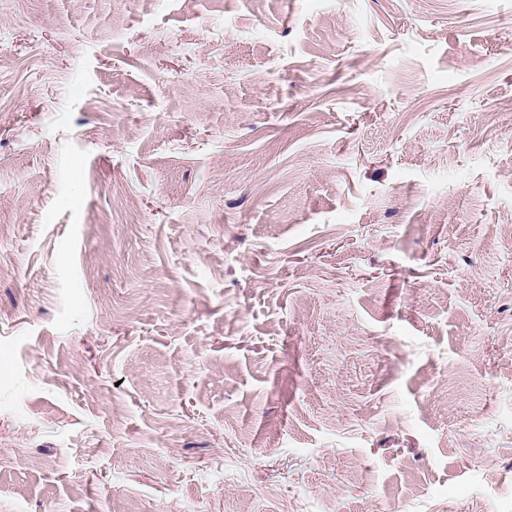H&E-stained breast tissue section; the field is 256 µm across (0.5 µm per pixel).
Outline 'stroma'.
Instances as JSON below:
<instances>
[{
    "instance_id": "obj_1",
    "label": "stroma",
    "mask_w": 512,
    "mask_h": 512,
    "mask_svg": "<svg viewBox=\"0 0 512 512\" xmlns=\"http://www.w3.org/2000/svg\"><path fill=\"white\" fill-rule=\"evenodd\" d=\"M0 512H512V0H0Z\"/></svg>"
}]
</instances>
